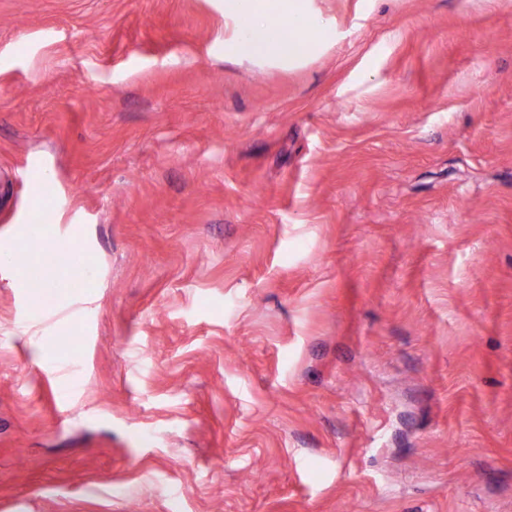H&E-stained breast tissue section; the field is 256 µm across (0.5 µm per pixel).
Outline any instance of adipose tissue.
<instances>
[{
	"label": "adipose tissue",
	"instance_id": "obj_1",
	"mask_svg": "<svg viewBox=\"0 0 512 512\" xmlns=\"http://www.w3.org/2000/svg\"><path fill=\"white\" fill-rule=\"evenodd\" d=\"M224 11L238 21L224 42L227 55L301 61L316 49L309 34L319 25L305 0H225Z\"/></svg>",
	"mask_w": 512,
	"mask_h": 512
}]
</instances>
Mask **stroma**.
Here are the masks:
<instances>
[{
	"label": "stroma",
	"mask_w": 512,
	"mask_h": 512,
	"mask_svg": "<svg viewBox=\"0 0 512 512\" xmlns=\"http://www.w3.org/2000/svg\"><path fill=\"white\" fill-rule=\"evenodd\" d=\"M309 8L0 0V512H512V0ZM225 0L224 11L234 19L233 36L225 40V54L234 57L273 56L305 60L317 48L308 33L320 29L305 0Z\"/></svg>",
	"instance_id": "35a3bbf8"
}]
</instances>
